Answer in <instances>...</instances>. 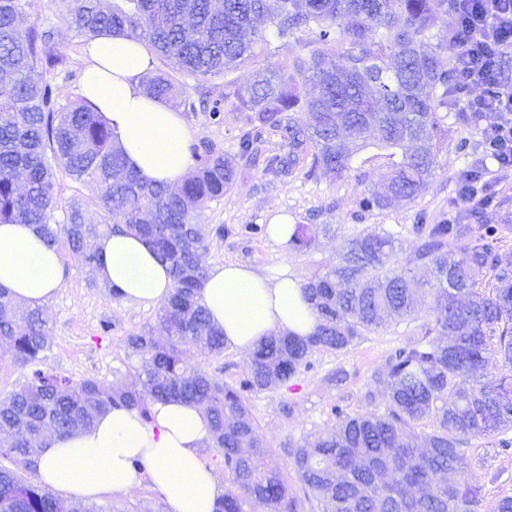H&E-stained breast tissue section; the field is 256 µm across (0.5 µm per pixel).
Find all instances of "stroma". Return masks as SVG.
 Wrapping results in <instances>:
<instances>
[{
    "label": "stroma",
    "mask_w": 512,
    "mask_h": 512,
    "mask_svg": "<svg viewBox=\"0 0 512 512\" xmlns=\"http://www.w3.org/2000/svg\"><path fill=\"white\" fill-rule=\"evenodd\" d=\"M30 14L37 25L56 31L55 50L67 59L70 74L56 76L54 82L63 89L61 104H69L80 94L85 41L74 35L52 0H32ZM289 56L286 48L261 49L221 79L183 77L184 96L194 101L203 90L215 95L233 93L235 86L249 83L255 72L281 70ZM459 112V107L452 105L444 113L448 139L439 153L440 167L411 203L397 201L384 209L360 211L358 199L369 182L356 170L336 181L310 176L303 164L294 177L281 182L264 176L261 167L246 168L233 188L222 199L211 202L204 212L203 223L225 227L223 237L209 239L204 265L241 262L269 277L285 269L302 282L322 272L349 239L389 232L401 243L399 265L411 269L417 278H427V269L415 252L416 218L422 213L428 223L435 224L446 218L469 217L471 208L459 195L463 172L484 170L488 187L498 197L507 198L506 210L512 214V175L498 172L496 163L484 156L478 126L461 121ZM183 119L192 142L210 140L231 153L246 115L229 106L220 126L209 124L199 113H184ZM278 213L287 215L289 223L305 225L307 246L285 250L270 234L246 232V225L267 226ZM61 262L60 287L46 306L51 348L46 353L45 367L74 380L93 376L112 385L130 381L135 360L129 356L123 339L154 323L157 304H129L112 298L105 289L89 287L84 269L69 254H62ZM429 304V299H422L413 316L370 333L347 350L314 353L310 369L287 386L249 394L256 423L273 450L271 465L289 469L285 447L313 440L315 434L334 426L337 412L353 415L367 410L363 394L373 388L374 373L393 348L424 336ZM104 322L112 326L106 337L100 334ZM188 360L204 372L221 373L230 385L238 384L247 373L246 357L229 349L216 357L193 348ZM339 368L346 372V381L337 386L326 383L325 375ZM286 403L293 408L288 415L282 412ZM467 477L479 488L478 512H493L499 497L512 493V454L497 452L488 444L480 445L468 455Z\"/></svg>",
    "instance_id": "35a3bbf8"
}]
</instances>
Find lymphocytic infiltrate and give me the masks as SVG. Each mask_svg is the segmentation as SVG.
<instances>
[{"instance_id": "obj_1", "label": "lymphocytic infiltrate", "mask_w": 512, "mask_h": 512, "mask_svg": "<svg viewBox=\"0 0 512 512\" xmlns=\"http://www.w3.org/2000/svg\"><path fill=\"white\" fill-rule=\"evenodd\" d=\"M454 59L466 107L484 120L483 136L500 171L512 173V84L500 65L512 55V0H453Z\"/></svg>"}]
</instances>
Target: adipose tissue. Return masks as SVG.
<instances>
[{
  "mask_svg": "<svg viewBox=\"0 0 512 512\" xmlns=\"http://www.w3.org/2000/svg\"><path fill=\"white\" fill-rule=\"evenodd\" d=\"M80 91L109 121L131 166L143 178L176 187L192 168L191 133L181 114L147 98L141 76L151 62L146 42L89 36ZM96 275L121 300L163 301L172 288L167 263L143 238L113 232L97 242ZM60 286V256L36 225L0 224V287L24 306L46 304ZM211 322L231 349L249 354L265 337L310 335L317 315L297 279L270 278L245 264L211 267L201 290ZM211 438L204 412L181 400L155 403L150 418L115 406L90 427L52 437L39 455L40 480L64 495L90 501L121 497L148 485L172 512H215L227 486L200 450Z\"/></svg>",
  "mask_w": 512,
  "mask_h": 512,
  "instance_id": "ef3b65f1",
  "label": "adipose tissue"
}]
</instances>
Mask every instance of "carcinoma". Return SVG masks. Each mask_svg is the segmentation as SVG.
<instances>
[{
    "mask_svg": "<svg viewBox=\"0 0 512 512\" xmlns=\"http://www.w3.org/2000/svg\"><path fill=\"white\" fill-rule=\"evenodd\" d=\"M30 0H0V223L34 224L48 243L64 248L99 281L97 240L123 225L170 264L172 291L156 322L124 339L137 359V381L113 386L72 380L41 368L50 348L44 309L25 308L0 288V349L27 369L0 397V512H103L82 500L63 502L26 473L46 441L79 427L114 405L139 410L170 399L199 405L210 417L212 445L229 482L216 512H300L288 474L269 463L272 449L245 394L274 389L311 367L316 350L342 351L372 330L414 314L416 295L431 298L433 339L396 347L374 374L382 400L355 416L336 410L337 422L310 447L288 449L304 500L321 512H475L479 488L465 477L473 440L512 449V263L499 244L512 225L503 202L484 191L480 224L455 218L438 224L417 218L425 233L418 257L433 281L414 288L397 266L390 233L349 240L336 263L300 285L318 314L314 332L262 340L247 357V376L234 387L193 368L186 351L224 353V332L210 324L200 302L206 279L202 254L224 226L202 224L208 203L224 197L240 174L239 160L255 161L259 145L274 143L263 172L292 176L311 158L310 171L343 177L378 133L390 151V171L363 194V210L414 200L438 167L447 136L439 113L448 110L455 73L448 59L424 51L426 42L454 40L433 30V3L448 16V0H55L79 37L102 31L141 39L169 70L144 74L146 95L167 103L180 78L220 77L254 56L257 44L298 45L284 73L257 72L235 92L249 112L228 155L213 143L191 145L196 166L169 188L143 179L129 165L112 128L84 98L66 107L47 76L63 70L55 31L26 11ZM314 34L306 41L303 33ZM316 93L298 94L299 83ZM227 97L205 103L206 119L224 120ZM98 186L104 219L88 221L82 204L62 203L57 172ZM456 252L445 250L448 241ZM496 367L483 384L475 374Z\"/></svg>",
    "mask_w": 512,
    "mask_h": 512,
    "instance_id": "carcinoma-1",
    "label": "carcinoma"
}]
</instances>
